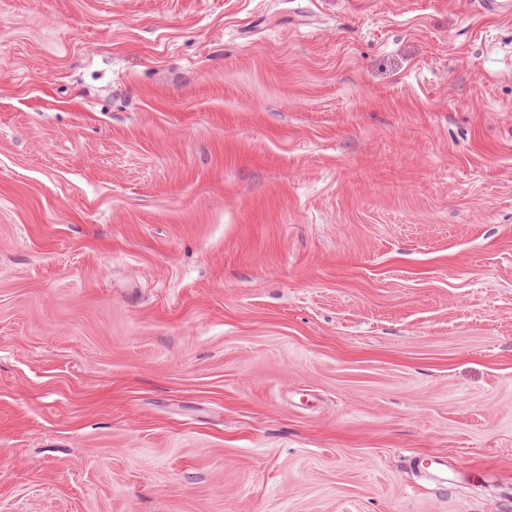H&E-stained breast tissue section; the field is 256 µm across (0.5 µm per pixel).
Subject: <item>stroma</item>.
Segmentation results:
<instances>
[{
  "instance_id": "35a3bbf8",
  "label": "stroma",
  "mask_w": 512,
  "mask_h": 512,
  "mask_svg": "<svg viewBox=\"0 0 512 512\" xmlns=\"http://www.w3.org/2000/svg\"><path fill=\"white\" fill-rule=\"evenodd\" d=\"M0 512H512V17L0 0Z\"/></svg>"
}]
</instances>
